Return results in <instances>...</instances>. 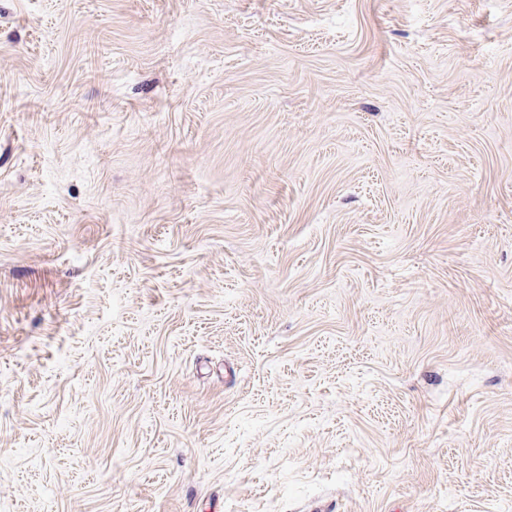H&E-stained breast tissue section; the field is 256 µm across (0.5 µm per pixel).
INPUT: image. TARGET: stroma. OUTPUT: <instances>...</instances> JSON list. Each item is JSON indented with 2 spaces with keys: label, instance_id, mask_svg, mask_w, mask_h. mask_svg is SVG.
<instances>
[{
  "label": "stroma",
  "instance_id": "1",
  "mask_svg": "<svg viewBox=\"0 0 512 512\" xmlns=\"http://www.w3.org/2000/svg\"><path fill=\"white\" fill-rule=\"evenodd\" d=\"M0 512H512V0H0Z\"/></svg>",
  "mask_w": 512,
  "mask_h": 512
}]
</instances>
